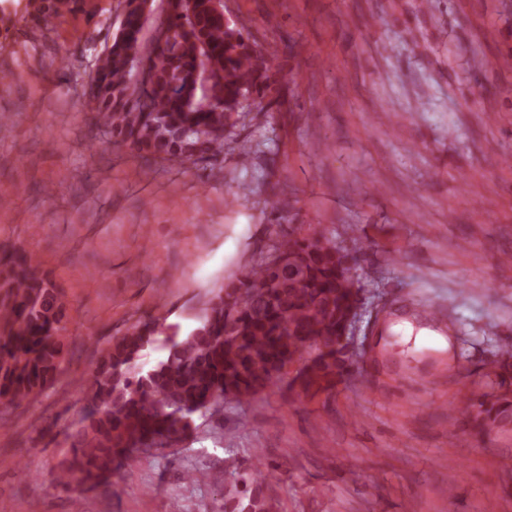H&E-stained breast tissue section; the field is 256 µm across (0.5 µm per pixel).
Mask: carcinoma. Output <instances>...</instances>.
Instances as JSON below:
<instances>
[{"label": "carcinoma", "mask_w": 512, "mask_h": 512, "mask_svg": "<svg viewBox=\"0 0 512 512\" xmlns=\"http://www.w3.org/2000/svg\"><path fill=\"white\" fill-rule=\"evenodd\" d=\"M163 38L148 46L140 6L129 0L125 34L102 53L83 96L116 141L147 164L195 163L224 148L248 97L276 83L269 50L255 53L250 35L216 12L212 0H167ZM211 77L200 84L198 60ZM144 74L131 88L136 67ZM345 250L318 235L288 237L261 263L209 301L187 334L176 323L144 321L120 336L89 371L70 448L54 479L69 491L112 487V472L154 451L196 437V419L223 427L224 400L249 401L286 384L298 397L332 391L346 372L339 341L345 311L358 286ZM66 330L60 286L23 252L0 249V404L13 406L44 391L64 362ZM150 350L162 354L151 363ZM483 436L512 423V396L480 401L461 412ZM243 489L224 496V512H275L266 480L253 470Z\"/></svg>", "instance_id": "carcinoma-1"}]
</instances>
